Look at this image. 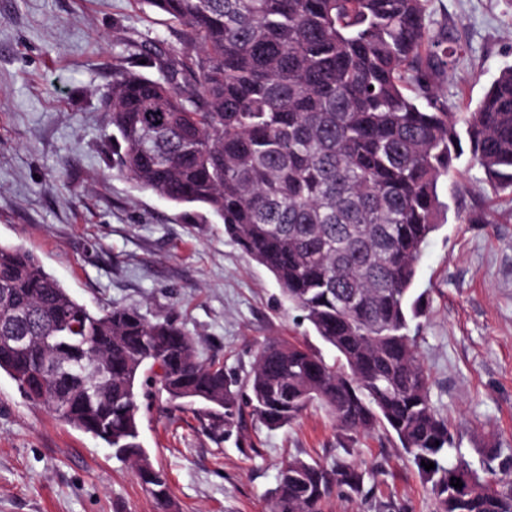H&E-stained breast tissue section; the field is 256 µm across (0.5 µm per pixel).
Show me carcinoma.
I'll list each match as a JSON object with an SVG mask.
<instances>
[{
  "label": "carcinoma",
  "instance_id": "1",
  "mask_svg": "<svg viewBox=\"0 0 512 512\" xmlns=\"http://www.w3.org/2000/svg\"><path fill=\"white\" fill-rule=\"evenodd\" d=\"M139 2L180 27L182 49L149 41L142 54L158 76L116 72L105 111L119 174L220 218L336 359L268 342L245 393L176 321L95 313L31 252L0 246V371L130 462L165 510L167 476L139 442L153 390L201 405L228 438L246 408L277 430L320 403L347 434L389 432L431 484L436 512H512V488L484 494L466 461L448 462L454 435L410 335L424 313L417 263L446 208L438 181L462 143L493 190L512 189V66L458 112L437 81L464 48L431 32L428 0ZM15 331L31 343L13 346ZM453 477L473 489L459 493ZM335 485L359 494L364 474L291 459L272 512H322Z\"/></svg>",
  "mask_w": 512,
  "mask_h": 512
}]
</instances>
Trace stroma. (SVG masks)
<instances>
[{
    "label": "stroma",
    "mask_w": 512,
    "mask_h": 512,
    "mask_svg": "<svg viewBox=\"0 0 512 512\" xmlns=\"http://www.w3.org/2000/svg\"><path fill=\"white\" fill-rule=\"evenodd\" d=\"M432 31L469 47L439 83L474 104L512 65V0H430ZM178 43L166 14L136 0H0V245L33 252L91 311L133 307L199 338L201 354L247 375L268 341L333 358L264 267L224 234L112 167L103 96L141 44ZM448 210L424 246L412 324L431 400L455 434L453 457L512 485V190L496 192L468 157L440 182ZM139 440L168 476L161 510L129 463L27 399L0 373V512H270L269 492L298 457L357 462L364 492L334 488L324 512H434L416 467L383 429L352 436L322 407L270 431L248 420L225 438L165 395L143 403Z\"/></svg>",
    "instance_id": "1"
}]
</instances>
